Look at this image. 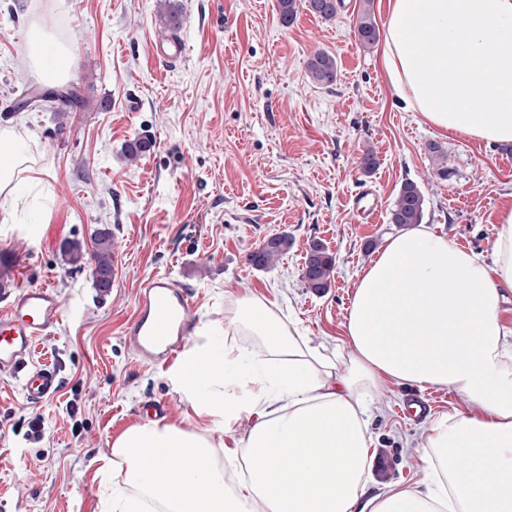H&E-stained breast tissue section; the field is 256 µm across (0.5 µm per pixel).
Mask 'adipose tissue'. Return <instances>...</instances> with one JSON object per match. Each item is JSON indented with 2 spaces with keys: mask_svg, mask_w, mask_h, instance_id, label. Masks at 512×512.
<instances>
[{
  "mask_svg": "<svg viewBox=\"0 0 512 512\" xmlns=\"http://www.w3.org/2000/svg\"><path fill=\"white\" fill-rule=\"evenodd\" d=\"M380 64L405 110L442 133L512 142V0H387ZM34 67L67 77L71 49L28 38ZM11 155L0 198L29 171ZM492 262L419 226L390 236L362 270L344 337L313 342L277 299L243 292L223 334L201 336L166 378L210 430L148 420L121 432L110 512H512V204ZM447 388L467 409L428 418L416 487L369 495L370 403L387 383ZM178 462L169 480L165 467Z\"/></svg>",
  "mask_w": 512,
  "mask_h": 512,
  "instance_id": "adipose-tissue-1",
  "label": "adipose tissue"
}]
</instances>
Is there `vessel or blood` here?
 Wrapping results in <instances>:
<instances>
[{"instance_id": "obj_1", "label": "vessel or blood", "mask_w": 512, "mask_h": 512, "mask_svg": "<svg viewBox=\"0 0 512 512\" xmlns=\"http://www.w3.org/2000/svg\"><path fill=\"white\" fill-rule=\"evenodd\" d=\"M192 310L191 297L167 275H152L140 285L124 339L142 359L158 355L176 358L185 348L186 336L192 333ZM61 319L62 302L47 284L19 289L14 300L0 311V372L19 376L30 400L42 401L58 390L55 370L32 364L31 357L39 339Z\"/></svg>"}]
</instances>
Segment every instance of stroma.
I'll use <instances>...</instances> for the list:
<instances>
[{
  "label": "stroma",
  "instance_id": "stroma-1",
  "mask_svg": "<svg viewBox=\"0 0 512 512\" xmlns=\"http://www.w3.org/2000/svg\"><path fill=\"white\" fill-rule=\"evenodd\" d=\"M183 59L160 63L157 0H0V132L26 142L34 171L15 206L0 204V310L17 286L48 284L64 316L43 337L34 361L48 360L60 388L41 403L18 378L0 374V512H105L100 471L112 441L145 419L208 428L173 390L161 365L140 362L122 336L139 284L168 274L191 295L198 331L224 326L228 295L252 290L277 298L314 341L342 337L355 284L386 238L397 234L390 210L407 181L426 201L424 223L465 250L490 259L496 216L512 203V143L442 135L419 113L403 111L380 67L364 49L357 19L370 10L378 27L386 0H340L335 18L299 10L282 24L277 0H176ZM69 45L75 62L66 86L79 106L16 105L25 89H52L24 52L33 27ZM335 55L338 80L311 82L307 61ZM151 150L125 159L126 142ZM437 144L440 158L427 152ZM379 165L368 175L366 152ZM447 168V177L437 174ZM372 189L374 222L352 201ZM39 226L30 238L31 226ZM111 234L116 278L95 288L89 263L99 232ZM288 234V253L266 269L249 256L269 236ZM336 259L331 284L306 288L302 264L311 241ZM429 400L430 415L465 410L445 389L390 384L371 406L372 492L417 485L423 418L408 405ZM43 419L41 439L29 422Z\"/></svg>",
  "mask_w": 512,
  "mask_h": 512
}]
</instances>
